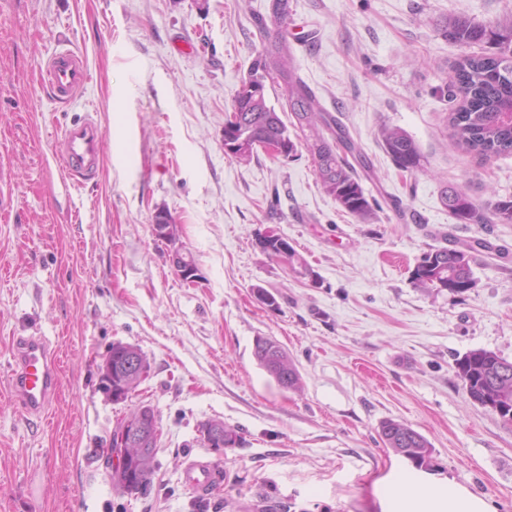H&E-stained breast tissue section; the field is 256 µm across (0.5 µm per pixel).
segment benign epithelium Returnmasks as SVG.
Instances as JSON below:
<instances>
[{"instance_id":"1","label":"benign epithelium","mask_w":512,"mask_h":512,"mask_svg":"<svg viewBox=\"0 0 512 512\" xmlns=\"http://www.w3.org/2000/svg\"><path fill=\"white\" fill-rule=\"evenodd\" d=\"M247 119L239 116L236 124L225 125L224 129V151L230 156L240 149L247 147L249 132ZM155 237L165 243L174 244L176 241V225L169 222L168 218L159 213L155 216L153 224ZM172 266L183 281L194 283L198 279V269L192 263L182 248L175 247L171 250ZM148 369L145 359L138 348L130 346L122 364L113 366L112 358L102 362L99 371L100 384L106 387L107 396L124 398L132 393L127 383L132 379H143ZM156 412L149 405H142L135 410V413L124 418L120 427L112 435L110 445L112 452L109 465L117 473H122L134 455L141 461H146L152 454L155 447L159 430L155 424Z\"/></svg>"}]
</instances>
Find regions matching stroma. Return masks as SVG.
<instances>
[{
  "label": "stroma",
  "instance_id": "35a3bbf8",
  "mask_svg": "<svg viewBox=\"0 0 512 512\" xmlns=\"http://www.w3.org/2000/svg\"><path fill=\"white\" fill-rule=\"evenodd\" d=\"M268 3L0 0V512H380L384 478L411 466L380 438L388 419L431 443L421 481L451 478L512 512V424L472 402L455 372L475 349L512 362V224H462L441 201L451 186L486 211L512 197V154L452 140L448 83L468 49L443 34L452 16L511 18L512 0H291L293 65L370 164V222L324 192L305 149L247 163L224 152V119L262 49L252 17ZM60 49L92 74L68 104L43 83ZM91 110L102 168L77 187L53 136ZM384 125L414 139L418 170L396 168ZM162 209L195 284L152 233ZM270 230L311 277L260 251ZM476 239L489 247L474 254L468 291L416 285L425 253ZM30 335L52 341L59 366L42 417L11 393L12 339ZM260 336L287 351L298 388L260 368ZM118 341L149 371L116 404L98 368ZM145 404L159 438L151 484L132 497L112 483L109 441ZM213 419L235 444L202 439ZM193 459L221 463L213 496L185 487ZM171 253L172 266L177 275L187 283H195L198 279L196 265L190 261L188 255L180 247H174Z\"/></svg>",
  "mask_w": 512,
  "mask_h": 512
}]
</instances>
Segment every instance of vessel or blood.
Returning a JSON list of instances; mask_svg holds the SVG:
<instances>
[{
	"instance_id": "obj_1",
	"label": "vessel or blood",
	"mask_w": 512,
	"mask_h": 512,
	"mask_svg": "<svg viewBox=\"0 0 512 512\" xmlns=\"http://www.w3.org/2000/svg\"><path fill=\"white\" fill-rule=\"evenodd\" d=\"M89 81L90 74L81 56L67 51L50 58L47 89L54 101H72ZM104 136L100 122L89 113L63 129L55 142V156L71 181L86 183L96 178ZM13 358L11 388L15 400L27 414L43 413L50 406L59 382L52 345L41 336H19L13 342ZM184 482L196 495H211L223 485L222 466L213 461L189 462Z\"/></svg>"
}]
</instances>
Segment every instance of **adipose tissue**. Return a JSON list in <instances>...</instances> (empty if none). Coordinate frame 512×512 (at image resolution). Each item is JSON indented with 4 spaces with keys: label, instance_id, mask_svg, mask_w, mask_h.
I'll list each match as a JSON object with an SVG mask.
<instances>
[{
    "label": "adipose tissue",
    "instance_id": "adipose-tissue-1",
    "mask_svg": "<svg viewBox=\"0 0 512 512\" xmlns=\"http://www.w3.org/2000/svg\"><path fill=\"white\" fill-rule=\"evenodd\" d=\"M383 512H489L486 501L452 480L421 485L407 471L394 473L383 488Z\"/></svg>",
    "mask_w": 512,
    "mask_h": 512
}]
</instances>
